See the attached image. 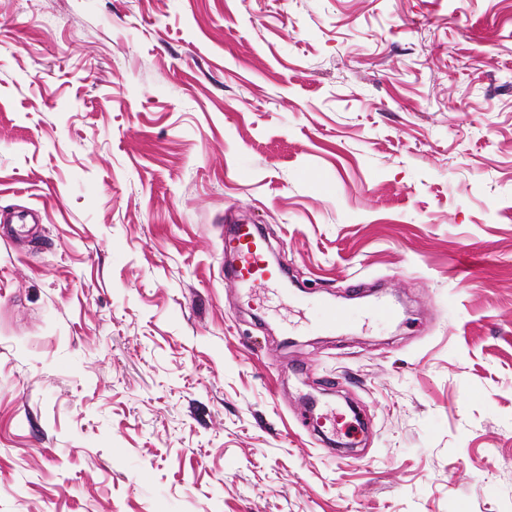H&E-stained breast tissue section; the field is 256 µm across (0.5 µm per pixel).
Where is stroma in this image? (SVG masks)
<instances>
[{
    "instance_id": "stroma-1",
    "label": "stroma",
    "mask_w": 512,
    "mask_h": 512,
    "mask_svg": "<svg viewBox=\"0 0 512 512\" xmlns=\"http://www.w3.org/2000/svg\"><path fill=\"white\" fill-rule=\"evenodd\" d=\"M30 209L0 512H512V0H0ZM225 252L232 253L239 261V275L226 281L230 288H238L240 282H247L252 288H263L269 280V271L262 259L261 239L248 224H239L234 234L225 240ZM234 243V245H232Z\"/></svg>"
}]
</instances>
